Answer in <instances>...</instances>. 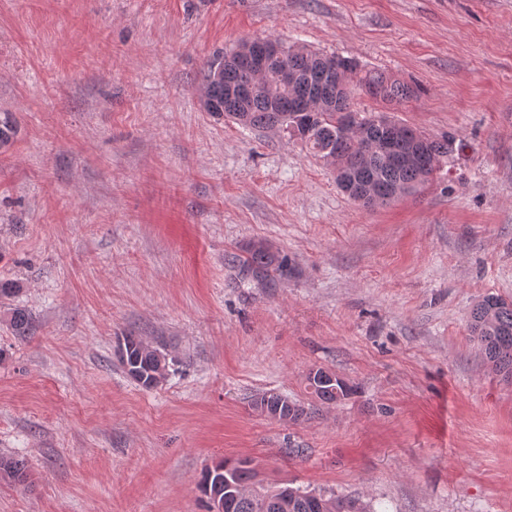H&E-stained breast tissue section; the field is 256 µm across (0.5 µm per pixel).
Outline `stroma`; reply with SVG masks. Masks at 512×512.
<instances>
[{"mask_svg": "<svg viewBox=\"0 0 512 512\" xmlns=\"http://www.w3.org/2000/svg\"><path fill=\"white\" fill-rule=\"evenodd\" d=\"M277 38L417 85L388 112L464 149L367 208L278 130L206 111L202 68ZM0 512H207L218 458L376 512H512V383L470 334L512 299V0H0ZM265 243L279 269L245 264ZM31 319L15 335L13 309ZM167 353L145 389L117 341ZM354 392L285 424L306 377ZM255 408L268 418L276 419L277 413L288 408V423L299 424L311 417L314 407H305L277 392H266L255 401ZM281 408V411H280ZM280 411V412H279Z\"/></svg>", "mask_w": 512, "mask_h": 512, "instance_id": "obj_1", "label": "stroma"}]
</instances>
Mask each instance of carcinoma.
<instances>
[{"label": "carcinoma", "instance_id": "1", "mask_svg": "<svg viewBox=\"0 0 512 512\" xmlns=\"http://www.w3.org/2000/svg\"><path fill=\"white\" fill-rule=\"evenodd\" d=\"M268 42L281 47V55L267 62V82L244 91L240 98H224V87H244L251 79L252 63L246 59L225 62V56L208 60L203 68L202 92L206 104L215 110L224 111V117L254 129H277L300 140L302 146L314 156L325 159L337 154L343 170L358 178L377 196L390 203L410 195L423 186L440 170L443 162L454 152L455 139L423 137L415 139L417 130L397 123L398 133L394 138L393 158L373 152H362L361 141L384 135L378 124L383 113L361 115L352 106L351 91L337 86L332 76L325 73L328 62L336 71L353 74L358 66L353 61L335 54L327 55L304 45L286 44L270 38ZM288 70L289 81L283 82L281 71ZM359 85L370 96L390 105H399L416 96L409 84L385 72L369 70L358 79ZM318 96L327 108L309 116L312 96ZM409 151L416 152L415 159L405 164L401 158ZM249 267L264 272L278 262V258L266 245L257 243L248 251ZM470 331L487 361L494 370L512 381V301L496 295H487L477 302L470 314ZM126 355L120 362L126 374L140 386L148 387L150 379L160 370L169 367L165 354L146 345L137 336L124 337ZM314 397L322 404H335L352 393L349 386L338 375L319 368L316 378L308 381ZM261 414L274 419L280 410H288V422L299 424L311 417L313 408L292 401L277 392H266L255 401ZM225 464L230 465L234 483L247 487L255 477L253 470L243 461L222 458L213 462L203 475L201 486H206L212 472ZM18 482L28 479L27 469L19 460H0V474ZM291 507L288 512H329V509L309 496V492L293 488L288 493ZM334 500V512H371L369 507L354 499L334 493L327 495ZM224 512H281L275 504V496L268 489L261 493L224 497Z\"/></svg>", "mask_w": 512, "mask_h": 512}]
</instances>
